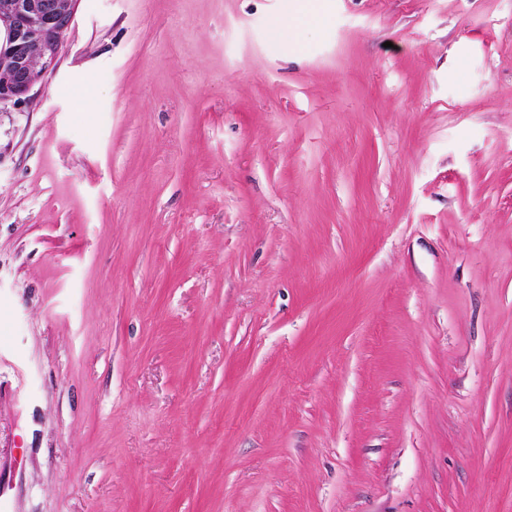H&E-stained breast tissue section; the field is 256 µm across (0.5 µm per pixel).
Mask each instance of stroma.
Instances as JSON below:
<instances>
[{"label": "stroma", "mask_w": 512, "mask_h": 512, "mask_svg": "<svg viewBox=\"0 0 512 512\" xmlns=\"http://www.w3.org/2000/svg\"><path fill=\"white\" fill-rule=\"evenodd\" d=\"M296 5L78 0L0 105L7 512H512V0Z\"/></svg>", "instance_id": "obj_1"}]
</instances>
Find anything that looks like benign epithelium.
<instances>
[{
    "label": "benign epithelium",
    "instance_id": "7a95c632",
    "mask_svg": "<svg viewBox=\"0 0 512 512\" xmlns=\"http://www.w3.org/2000/svg\"><path fill=\"white\" fill-rule=\"evenodd\" d=\"M78 0H0V103L21 106L54 65Z\"/></svg>",
    "mask_w": 512,
    "mask_h": 512
}]
</instances>
